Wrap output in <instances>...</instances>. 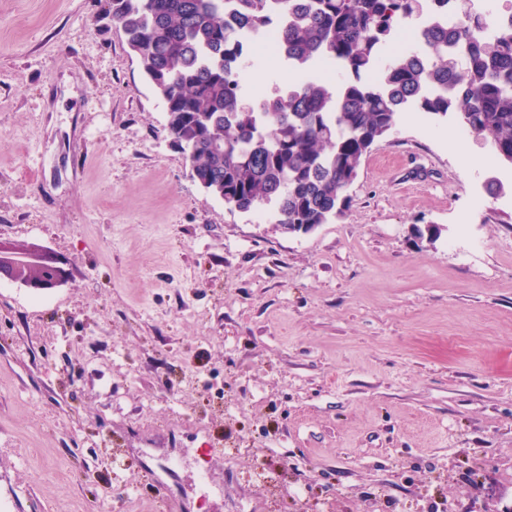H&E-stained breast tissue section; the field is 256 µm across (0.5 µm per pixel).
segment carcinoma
Segmentation results:
<instances>
[{"instance_id":"carcinoma-1","label":"carcinoma","mask_w":512,"mask_h":512,"mask_svg":"<svg viewBox=\"0 0 512 512\" xmlns=\"http://www.w3.org/2000/svg\"><path fill=\"white\" fill-rule=\"evenodd\" d=\"M452 0H112L141 70L162 99L192 178L231 210L279 224H326L350 203L363 158L401 114H456L512 165V13ZM276 26L295 84L250 98L247 38ZM412 26L401 54L388 47ZM343 77L333 89L322 70Z\"/></svg>"}]
</instances>
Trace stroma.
<instances>
[{"instance_id": "35a3bbf8", "label": "stroma", "mask_w": 512, "mask_h": 512, "mask_svg": "<svg viewBox=\"0 0 512 512\" xmlns=\"http://www.w3.org/2000/svg\"><path fill=\"white\" fill-rule=\"evenodd\" d=\"M108 8L0 0V242L69 268L0 281V512H512V166L410 111L285 233L190 178ZM17 251H26L18 249ZM32 253V252H29ZM38 257L37 267H26L5 263L6 269L0 265V277L11 281H19L35 291H46L57 287L66 277L67 270L57 253L43 250L42 253H32Z\"/></svg>"}]
</instances>
